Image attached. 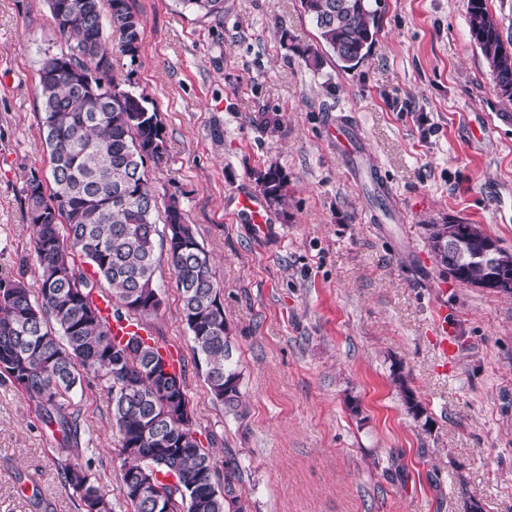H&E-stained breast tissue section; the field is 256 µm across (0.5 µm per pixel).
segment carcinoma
I'll list each match as a JSON object with an SVG mask.
<instances>
[{
	"instance_id": "obj_1",
	"label": "carcinoma",
	"mask_w": 512,
	"mask_h": 512,
	"mask_svg": "<svg viewBox=\"0 0 512 512\" xmlns=\"http://www.w3.org/2000/svg\"><path fill=\"white\" fill-rule=\"evenodd\" d=\"M68 53H46L39 70L40 122L46 132L53 187L33 174L22 192L34 228L33 251L41 286L23 276L0 277V378L25 391L64 436L79 440L78 417L68 403L93 378L112 400L120 481L133 512H245L236 463L224 462V481L197 437L185 367L175 370L157 344L140 336L121 343L93 297L106 284L113 317L140 321L161 307L155 238L164 224L168 260L191 332L193 359L214 399L230 412L242 405L240 373L232 362L220 285L208 252L178 198L161 203L145 178V164L166 154L158 114L146 98L120 88L104 44L102 0H48ZM108 25L118 52L135 62L142 22L130 0H107ZM203 17L219 18L224 0H178ZM317 31L322 53L350 70L369 55L378 32L369 0H299ZM471 38L490 69L494 88L512 100V52L507 51L486 0H467ZM268 202L285 203L276 168L261 178ZM427 245L442 271L477 285L487 273L483 252L493 242L478 224L424 225ZM83 255L88 277L77 265ZM89 463L64 464L61 483L81 512H114L112 500L90 477Z\"/></svg>"
}]
</instances>
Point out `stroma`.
<instances>
[{
	"label": "stroma",
	"mask_w": 512,
	"mask_h": 512,
	"mask_svg": "<svg viewBox=\"0 0 512 512\" xmlns=\"http://www.w3.org/2000/svg\"><path fill=\"white\" fill-rule=\"evenodd\" d=\"M136 60L113 53L122 89L148 99L166 155L147 163L177 194L221 286L242 412L214 401L193 362L181 297L156 244L162 307L146 324L185 365L195 424L216 466L235 458L246 512H512V296L443 274L424 227L456 216L512 252V102L473 43L467 0H370L379 32L357 68L302 54L317 32L299 0H224L221 18L176 0H131ZM47 0H0V274L38 288L22 187L47 176L39 121L45 52L67 51ZM277 126L261 123L263 112ZM354 123L387 182L376 202L327 127ZM285 205L250 224L240 195L271 168ZM443 306L458 350L431 336ZM92 448L67 443L0 380V512H80L59 480L81 455L126 512L110 396L69 405Z\"/></svg>",
	"instance_id": "obj_1"
}]
</instances>
